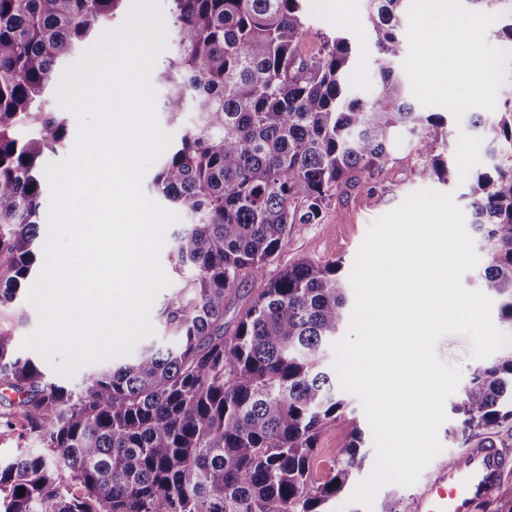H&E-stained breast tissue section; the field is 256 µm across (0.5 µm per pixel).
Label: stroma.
<instances>
[{
    "label": "stroma",
    "instance_id": "obj_1",
    "mask_svg": "<svg viewBox=\"0 0 512 512\" xmlns=\"http://www.w3.org/2000/svg\"><path fill=\"white\" fill-rule=\"evenodd\" d=\"M452 13L463 21L465 35L454 52L448 55V64L457 70L459 79L454 88L445 87L433 66L432 46L435 24L430 15L423 13L417 0L400 21L399 37L403 52L399 67L408 84L415 91L414 104L422 112H448L451 129L450 145L458 165L465 171L485 169L493 163V145L482 132L470 125L472 113H484L487 121H494L492 109L500 98L504 84L512 82V55L502 54L503 44L496 36L493 18L472 22L464 0H453ZM305 33L301 42L303 55L317 54L323 35L336 33L348 37L355 59L349 80L359 94L372 91L376 71L372 63L373 42L361 21L368 9V0H304ZM457 105V112H449V105ZM469 180L461 179L452 185L437 180H420L403 164H387L377 177L362 181L357 187L339 193L332 200L325 218L319 224L293 225L288 240L277 260L285 266L301 259L325 265L342 263L344 271H352L357 252L373 223L399 206L410 194L422 190L449 191L462 212H469ZM158 261L169 272V284L156 297L150 309V320L155 329L149 341L172 346L176 336L166 329L159 318L164 303L181 291L182 279L168 269V250L160 248ZM347 406L344 424L324 429L318 441L314 460V476L325 481L330 474L334 450L343 444L352 427L368 429L369 423L360 399L345 393ZM366 455L361 468L355 470L345 491L328 502L329 512H382L388 501H395L400 512H411L417 492L416 486L387 483L374 493L370 505L352 501L356 487L373 472L376 450L373 439L365 441Z\"/></svg>",
    "mask_w": 512,
    "mask_h": 512
}]
</instances>
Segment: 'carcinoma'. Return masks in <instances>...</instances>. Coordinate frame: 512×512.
<instances>
[{
	"label": "carcinoma",
	"mask_w": 512,
	"mask_h": 512,
	"mask_svg": "<svg viewBox=\"0 0 512 512\" xmlns=\"http://www.w3.org/2000/svg\"><path fill=\"white\" fill-rule=\"evenodd\" d=\"M123 2L0 0V389L17 395L5 424L44 444L0 466V512H327L364 459L355 426L331 476L313 478L320 432L344 420L322 357L349 317L345 277L339 264L306 259L266 270L292 225L321 223L337 191L393 160L423 180L464 177L448 159L445 115L415 111L396 67L408 0H369L378 77L369 96L351 94L347 38L325 36L318 55L301 56L302 0H171L164 111L172 122L189 106L196 113L153 180L186 218L169 259L191 272L189 297L160 311L179 343L146 346L74 392L14 355L27 321L15 301L39 266L41 160L67 137L46 91L60 59ZM466 2L487 15L507 6L498 34L512 44V0ZM497 114L487 125L471 113L497 157L471 185L469 205L487 248L480 288L512 334L511 83ZM404 129L425 131L423 161L395 157ZM244 270L260 288L229 332L224 301ZM451 411L465 446L512 431V348L474 367ZM482 508L512 512V479Z\"/></svg>",
	"instance_id": "1"
}]
</instances>
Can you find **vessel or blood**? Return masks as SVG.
Listing matches in <instances>:
<instances>
[{"label":"vessel or blood","mask_w":512,"mask_h":512,"mask_svg":"<svg viewBox=\"0 0 512 512\" xmlns=\"http://www.w3.org/2000/svg\"><path fill=\"white\" fill-rule=\"evenodd\" d=\"M508 457L487 442L464 448L422 485L412 512H475L479 502L496 493Z\"/></svg>","instance_id":"b4317fda"}]
</instances>
